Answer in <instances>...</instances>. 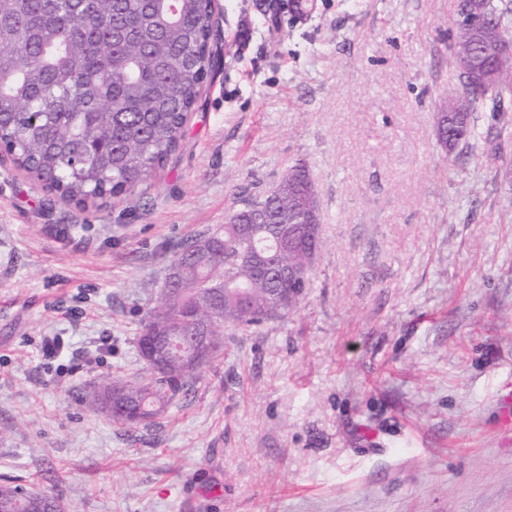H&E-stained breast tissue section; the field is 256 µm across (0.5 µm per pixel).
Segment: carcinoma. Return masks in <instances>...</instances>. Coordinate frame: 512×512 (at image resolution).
I'll return each instance as SVG.
<instances>
[{"instance_id": "1", "label": "carcinoma", "mask_w": 512, "mask_h": 512, "mask_svg": "<svg viewBox=\"0 0 512 512\" xmlns=\"http://www.w3.org/2000/svg\"><path fill=\"white\" fill-rule=\"evenodd\" d=\"M498 41L512 45V0L485 4ZM211 0H0V147L19 168L67 202L99 208L133 191L165 166L204 86L213 58L206 52ZM512 98V72L471 92L460 88L462 111L448 119L450 155H460L474 134L473 114L503 119ZM301 167L261 200L268 223L252 224L246 241L236 225L214 232L224 248L209 262L189 260L186 245L175 256L183 296L159 298L140 325L137 343L153 328L193 333L211 324L215 346L201 363L145 364L132 375L103 376L100 396L132 406L136 418L113 424L133 432L164 412L187 381L224 357V326H259L288 314L310 272L306 253L318 251L320 225L303 215L312 202ZM259 251L293 269L292 282L272 281L242 258ZM42 491L0 484V512H64Z\"/></svg>"}]
</instances>
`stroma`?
Wrapping results in <instances>:
<instances>
[{"instance_id":"obj_1","label":"stroma","mask_w":512,"mask_h":512,"mask_svg":"<svg viewBox=\"0 0 512 512\" xmlns=\"http://www.w3.org/2000/svg\"><path fill=\"white\" fill-rule=\"evenodd\" d=\"M288 3L219 0L218 67L133 193L86 209L0 153V481L69 512H512V121L438 144L457 0ZM297 162L325 245L295 306L115 426L93 387L139 369L169 261Z\"/></svg>"}]
</instances>
